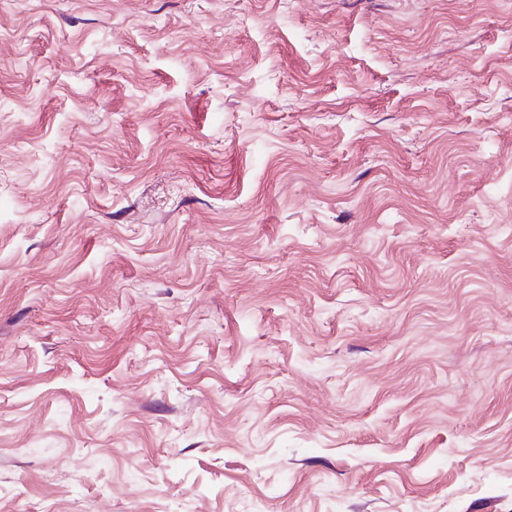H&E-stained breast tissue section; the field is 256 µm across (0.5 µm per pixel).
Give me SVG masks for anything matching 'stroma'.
<instances>
[{
  "mask_svg": "<svg viewBox=\"0 0 512 512\" xmlns=\"http://www.w3.org/2000/svg\"><path fill=\"white\" fill-rule=\"evenodd\" d=\"M0 512H512V0H0Z\"/></svg>",
  "mask_w": 512,
  "mask_h": 512,
  "instance_id": "35a3bbf8",
  "label": "stroma"
}]
</instances>
